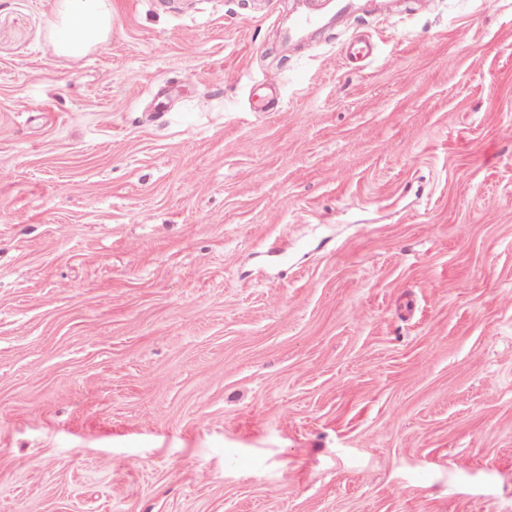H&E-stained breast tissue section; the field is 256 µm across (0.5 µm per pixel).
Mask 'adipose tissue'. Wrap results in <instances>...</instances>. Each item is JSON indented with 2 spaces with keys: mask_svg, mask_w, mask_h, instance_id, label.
<instances>
[{
  "mask_svg": "<svg viewBox=\"0 0 512 512\" xmlns=\"http://www.w3.org/2000/svg\"><path fill=\"white\" fill-rule=\"evenodd\" d=\"M48 35L57 53L86 56L112 35V0H56Z\"/></svg>",
  "mask_w": 512,
  "mask_h": 512,
  "instance_id": "ef3b65f1",
  "label": "adipose tissue"
}]
</instances>
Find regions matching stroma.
<instances>
[{
	"instance_id": "1",
	"label": "stroma",
	"mask_w": 512,
	"mask_h": 512,
	"mask_svg": "<svg viewBox=\"0 0 512 512\" xmlns=\"http://www.w3.org/2000/svg\"><path fill=\"white\" fill-rule=\"evenodd\" d=\"M392 3L0 0V512H512V0ZM48 35L57 53L86 56L112 35V0H56ZM324 15L318 8L311 7L307 2L300 5L292 25L285 31V39L294 40L303 38L316 25L323 23Z\"/></svg>"
}]
</instances>
